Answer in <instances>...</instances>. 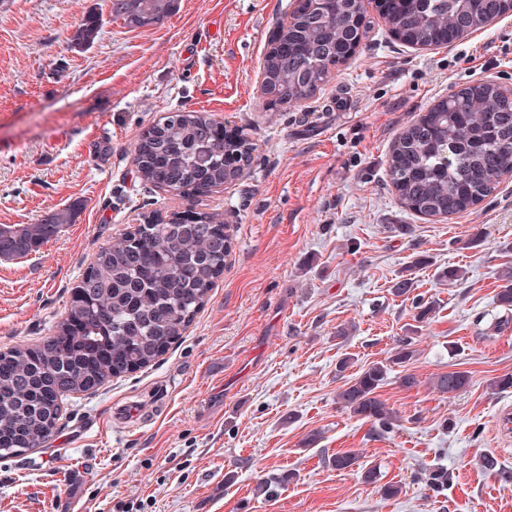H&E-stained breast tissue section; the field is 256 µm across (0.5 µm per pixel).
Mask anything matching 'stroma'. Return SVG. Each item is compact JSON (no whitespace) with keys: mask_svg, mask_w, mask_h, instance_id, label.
I'll use <instances>...</instances> for the list:
<instances>
[{"mask_svg":"<svg viewBox=\"0 0 512 512\" xmlns=\"http://www.w3.org/2000/svg\"><path fill=\"white\" fill-rule=\"evenodd\" d=\"M291 6L178 0L131 30L108 0H0V225L75 209L36 253L0 260V351L52 335L95 254L145 217L216 213L232 238L207 304L156 364L67 397L44 446L0 458V512H512V442L496 428L512 408V387L497 386L512 377V306L497 299L512 174L444 218L405 210L386 172L395 136L436 102L474 79L512 85V14L422 50L369 10L355 56L313 98L275 104L256 82ZM93 12L106 16L97 40L73 48ZM179 110L249 136L239 179L201 198L140 180L138 138ZM451 267L465 279H441ZM402 275L415 280L405 299L390 292ZM421 298L436 305L423 323ZM402 336L416 356L379 390L398 417L384 432L336 395ZM453 370L469 385L433 391ZM348 451L357 466L337 469ZM370 467L377 483L361 477ZM283 472L275 494L258 491Z\"/></svg>","mask_w":512,"mask_h":512,"instance_id":"obj_1","label":"stroma"}]
</instances>
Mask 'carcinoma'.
<instances>
[{"mask_svg":"<svg viewBox=\"0 0 512 512\" xmlns=\"http://www.w3.org/2000/svg\"><path fill=\"white\" fill-rule=\"evenodd\" d=\"M178 0H109L110 16L130 29L155 26ZM386 23L406 43L453 41L487 27L504 13L503 0H379ZM366 0H333L279 26L288 51L270 47L264 79L279 102L309 100L365 38ZM99 19L73 32L77 48L91 45ZM253 146L244 133L228 139L202 112H173L149 127L134 147L141 180L180 197H201L237 179ZM512 173V97L494 82L472 81L405 126L387 161L400 204L419 215H455L490 196ZM72 220L69 208L39 224L0 225V254L37 250ZM230 237L219 215L178 213L147 219L102 247L75 288L53 335L0 352V457L43 446L64 400L93 393L112 378L144 369L183 337L224 273ZM415 356L410 337L397 340L385 362L359 371L337 394L354 416L380 430L396 413L379 398L391 368ZM467 371L435 377L443 394L464 389Z\"/></svg>","mask_w":512,"mask_h":512,"instance_id":"1","label":"carcinoma"}]
</instances>
